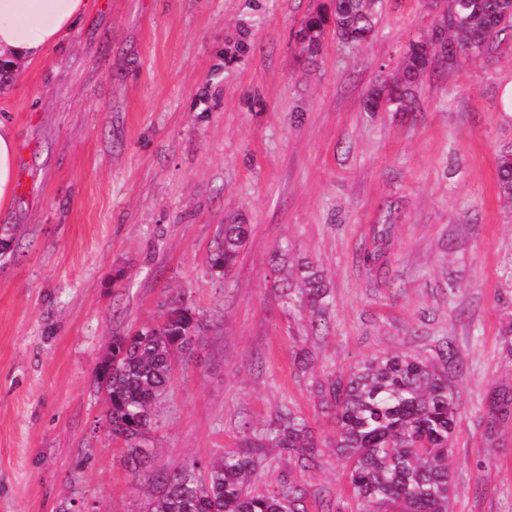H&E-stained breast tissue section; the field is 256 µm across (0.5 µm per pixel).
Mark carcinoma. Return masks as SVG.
I'll return each mask as SVG.
<instances>
[{
	"label": "carcinoma",
	"mask_w": 512,
	"mask_h": 512,
	"mask_svg": "<svg viewBox=\"0 0 512 512\" xmlns=\"http://www.w3.org/2000/svg\"><path fill=\"white\" fill-rule=\"evenodd\" d=\"M383 0H331L328 13L317 11L298 32L307 50L319 49L327 28L351 47L368 42L375 31ZM512 24V0H447L446 13L432 37L409 43L394 74L369 90L372 109L408 110L416 102L422 76L436 62L453 64L479 56L498 42ZM497 189L512 201V149L497 157ZM245 224H224L209 250L210 275L220 281L235 265L247 238ZM288 246L271 254L273 285L286 303L307 311L317 329L330 306L326 280L314 263H296L297 283L280 277ZM162 324H147L112 337L96 374L105 390L104 424L112 437L125 442L135 476L147 458L148 441L158 421L154 405L172 383V362L199 340L203 315L176 295L164 304ZM456 353L447 349L438 366L416 354L366 359L348 378L334 376L312 382L324 413L334 428L327 444L346 461L345 479L356 512H451L453 437L460 399L448 383L447 368ZM488 434L512 415V386L502 384L486 400ZM268 448H284L301 476L319 463L321 445L306 421L287 410L271 427L250 432L242 448L218 459L195 460L152 474L146 512H304L300 482L288 481L265 493L252 490L257 463Z\"/></svg>",
	"instance_id": "cac0c4a2"
}]
</instances>
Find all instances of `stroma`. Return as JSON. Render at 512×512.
<instances>
[{
	"instance_id": "obj_1",
	"label": "stroma",
	"mask_w": 512,
	"mask_h": 512,
	"mask_svg": "<svg viewBox=\"0 0 512 512\" xmlns=\"http://www.w3.org/2000/svg\"><path fill=\"white\" fill-rule=\"evenodd\" d=\"M328 5L88 0L0 86L18 153L0 207V512H145L151 487L103 427L96 373L113 336L177 293L205 320L156 402L148 473L238 450L287 409L327 439L310 379L397 353L438 364L451 348L453 512H512V418L490 443L483 418L488 390L512 380V203L496 185L512 35L429 70L417 111L370 112L369 89L442 13L384 0L364 47L329 30L309 53L296 34ZM234 218L250 231L219 284L208 251ZM280 244L325 276L322 330L272 289ZM344 469L324 449L307 512H350ZM297 475L270 448L253 488Z\"/></svg>"
}]
</instances>
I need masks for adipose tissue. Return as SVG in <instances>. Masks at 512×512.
Listing matches in <instances>:
<instances>
[{"mask_svg": "<svg viewBox=\"0 0 512 512\" xmlns=\"http://www.w3.org/2000/svg\"><path fill=\"white\" fill-rule=\"evenodd\" d=\"M87 0H0V60L43 58L73 32ZM14 130L0 123V207L13 195L17 175Z\"/></svg>", "mask_w": 512, "mask_h": 512, "instance_id": "adipose-tissue-1", "label": "adipose tissue"}]
</instances>
